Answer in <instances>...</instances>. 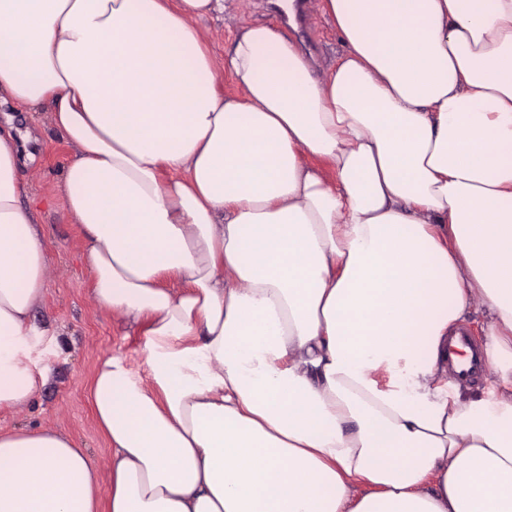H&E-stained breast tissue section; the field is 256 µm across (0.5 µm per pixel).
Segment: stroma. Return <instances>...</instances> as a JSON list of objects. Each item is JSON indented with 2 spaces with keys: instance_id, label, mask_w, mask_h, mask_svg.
Instances as JSON below:
<instances>
[{
  "instance_id": "obj_1",
  "label": "stroma",
  "mask_w": 512,
  "mask_h": 512,
  "mask_svg": "<svg viewBox=\"0 0 512 512\" xmlns=\"http://www.w3.org/2000/svg\"><path fill=\"white\" fill-rule=\"evenodd\" d=\"M255 23L276 27L319 75L334 68L347 52L324 16L321 0H312L309 25L303 30L289 25L275 0H226L224 14L199 22L219 67L216 86L224 95L238 93L233 77L222 69L224 57L237 31ZM13 113L16 127L38 141L36 161L19 173L21 204L44 227L49 261L46 289L33 315L48 335L58 338L59 346L48 359L51 372L45 384L30 404L1 411L0 429L42 427L70 438L97 466L105 492L111 450L95 420L90 387L99 363L111 354L122 353L133 369H141L145 328L112 313L94 295V275L84 261V232L58 194L62 166L73 147L54 127L48 109L18 106Z\"/></svg>"
}]
</instances>
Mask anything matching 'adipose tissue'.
<instances>
[{"label": "adipose tissue", "mask_w": 512, "mask_h": 512, "mask_svg": "<svg viewBox=\"0 0 512 512\" xmlns=\"http://www.w3.org/2000/svg\"><path fill=\"white\" fill-rule=\"evenodd\" d=\"M224 0H0V105L49 108L59 192L143 371L91 386L111 489L58 432H0V512H512V0H323L315 75L268 25L215 88ZM0 127V409L57 347L32 317L34 161ZM180 281V291L164 280ZM486 307L485 396L442 339Z\"/></svg>", "instance_id": "ef3b65f1"}]
</instances>
